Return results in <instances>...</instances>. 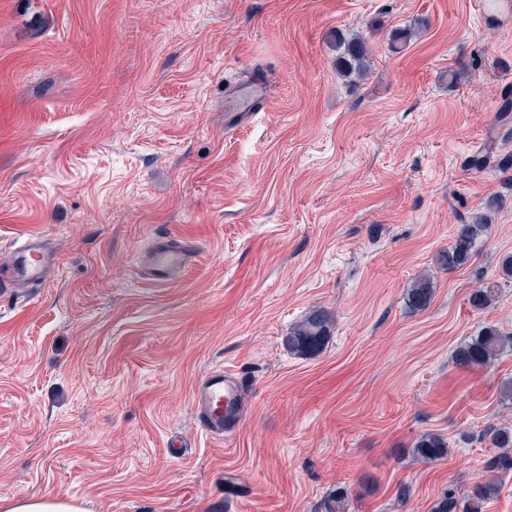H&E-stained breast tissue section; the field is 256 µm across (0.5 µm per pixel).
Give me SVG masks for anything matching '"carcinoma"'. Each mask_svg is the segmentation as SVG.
Returning a JSON list of instances; mask_svg holds the SVG:
<instances>
[{"mask_svg": "<svg viewBox=\"0 0 512 512\" xmlns=\"http://www.w3.org/2000/svg\"><path fill=\"white\" fill-rule=\"evenodd\" d=\"M336 49V67L340 73L350 77L366 72L368 47L362 37L338 33ZM485 220L486 217L480 216L471 224L459 225L455 242L448 250L438 253L436 264L449 270L467 264L477 237L487 228ZM500 288L495 281L484 283L471 294L472 307L478 310L490 307L498 299ZM434 295L433 279L426 275L413 280L407 289L408 303L416 310L427 308ZM332 326L331 313L322 308L314 309L288 332L283 344L294 355L311 356L322 349ZM507 351H512V335L488 325L457 349L456 361L466 368L484 369L495 364ZM488 436L499 452L486 460L487 476L474 483L463 497L455 488H448L435 504L434 512H484L485 505L497 495L498 477L512 472V425L494 426L489 429ZM413 450L420 458L433 461L448 455L449 444L439 434L425 433L417 439Z\"/></svg>", "mask_w": 512, "mask_h": 512, "instance_id": "1", "label": "carcinoma"}]
</instances>
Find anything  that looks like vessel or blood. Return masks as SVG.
<instances>
[{
  "label": "vessel or blood",
  "mask_w": 512,
  "mask_h": 512,
  "mask_svg": "<svg viewBox=\"0 0 512 512\" xmlns=\"http://www.w3.org/2000/svg\"><path fill=\"white\" fill-rule=\"evenodd\" d=\"M265 94V80L253 75L250 80L228 87L226 123L232 127L254 120ZM195 255L191 240L158 236L145 257L144 268L150 279L165 283L178 277ZM57 264L46 235L35 233L8 257L7 271L0 275V296L15 289L37 287L47 282ZM192 407L200 426L217 438L232 433L242 418V387L237 375L224 367H215L202 375L192 392Z\"/></svg>",
  "instance_id": "vessel-or-blood-1"
}]
</instances>
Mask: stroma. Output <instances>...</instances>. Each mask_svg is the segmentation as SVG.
<instances>
[{
	"mask_svg": "<svg viewBox=\"0 0 512 512\" xmlns=\"http://www.w3.org/2000/svg\"><path fill=\"white\" fill-rule=\"evenodd\" d=\"M340 32L369 44L365 79L337 74ZM255 73L269 104L226 132L224 88ZM507 99L512 0H0V259L45 232L59 262L0 299V498L323 512L341 489L348 512H433L466 493L484 432L512 422V352L455 359L485 325L512 332V282L470 304L512 254ZM478 215L470 263L436 268ZM161 234L199 246L165 284L139 268ZM315 308L322 350L288 353ZM218 366L243 383L221 441L191 405ZM426 432L447 456H413ZM434 295L435 285L433 279L426 275L413 280L406 294L408 303L416 310L426 309L431 304ZM333 317L328 311L313 309L284 337L283 344L288 351L298 356H311L319 352L333 326Z\"/></svg>",
	"mask_w": 512,
	"mask_h": 512,
	"instance_id": "obj_1",
	"label": "stroma"
}]
</instances>
